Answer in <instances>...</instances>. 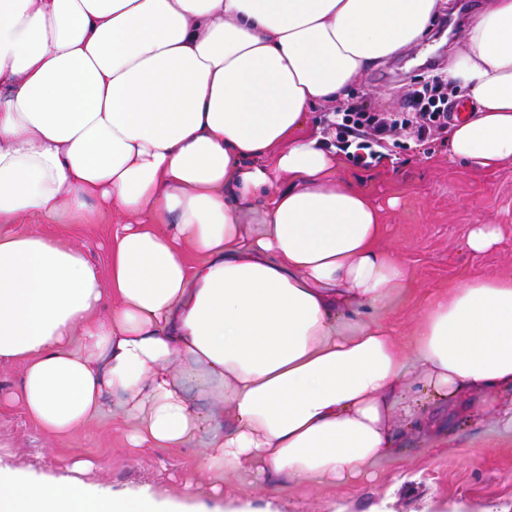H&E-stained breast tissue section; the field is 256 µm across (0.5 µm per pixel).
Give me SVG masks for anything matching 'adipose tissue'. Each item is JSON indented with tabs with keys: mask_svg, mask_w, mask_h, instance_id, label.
Here are the masks:
<instances>
[{
	"mask_svg": "<svg viewBox=\"0 0 512 512\" xmlns=\"http://www.w3.org/2000/svg\"><path fill=\"white\" fill-rule=\"evenodd\" d=\"M443 0H0V368L52 437L123 395L133 448H209L208 471L263 487L355 488L398 440L409 395L512 391V274L429 294L410 343L355 321L409 272L382 251L381 210L305 135L378 63L419 43ZM467 90L449 129L467 166L512 165V0H491L444 71ZM262 201L258 223L240 211ZM123 216L109 271L7 226ZM174 215L157 230L147 217ZM221 390L203 421L176 360ZM76 458L53 482L0 465V512H181L102 490Z\"/></svg>",
	"mask_w": 512,
	"mask_h": 512,
	"instance_id": "obj_1",
	"label": "adipose tissue"
}]
</instances>
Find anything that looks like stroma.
I'll return each instance as SVG.
<instances>
[{
    "instance_id": "stroma-1",
    "label": "stroma",
    "mask_w": 512,
    "mask_h": 512,
    "mask_svg": "<svg viewBox=\"0 0 512 512\" xmlns=\"http://www.w3.org/2000/svg\"><path fill=\"white\" fill-rule=\"evenodd\" d=\"M489 0H450L430 23L425 39L372 68L350 91L382 112L404 109L408 90L428 78L433 65H445L462 45V34ZM341 175L380 207V249L396 253L411 280L396 297L389 322L408 332L419 315L423 293L473 278L512 272V166L494 172L467 168L453 160L448 143L436 136L420 142L401 133L381 158L363 167L344 159ZM497 224L502 240L491 252L469 256L464 242L471 225ZM112 218L97 224H72L25 217L11 227L58 237L106 270ZM423 420L399 423L391 454L381 459L374 481L355 490L291 484L262 491L247 472L229 477L227 489L239 512H448L456 505L489 501L498 512H512V432L498 419L512 410V392L488 398L486 414H476L471 398L453 403L420 394ZM108 397L102 414L73 439L47 437L21 408L0 407V465L50 480L65 472L72 457L92 460L90 480L116 493L145 490L181 497L185 480L200 483V495L213 512L223 498H211L201 448L133 450L126 434L132 423L116 413Z\"/></svg>"
}]
</instances>
